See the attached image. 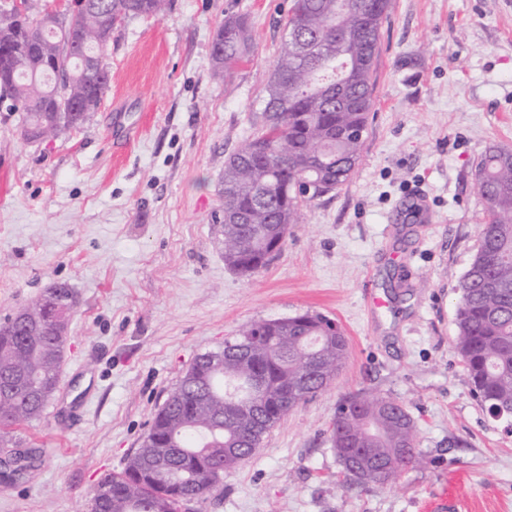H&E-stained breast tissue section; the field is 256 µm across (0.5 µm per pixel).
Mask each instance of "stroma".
I'll return each mask as SVG.
<instances>
[{
    "instance_id": "1",
    "label": "stroma",
    "mask_w": 512,
    "mask_h": 512,
    "mask_svg": "<svg viewBox=\"0 0 512 512\" xmlns=\"http://www.w3.org/2000/svg\"><path fill=\"white\" fill-rule=\"evenodd\" d=\"M292 4L171 0L113 31L111 81L81 128L28 143L0 111V323L54 284L76 294L58 388L17 431L42 464L0 483V512H89L197 355L307 311L340 325L345 368L192 512H428L451 489L468 512H512V431L453 344L483 222L474 163L512 149V0H392L352 179L306 203L281 253L244 277L224 263L217 184L257 128ZM238 16L251 57L212 77L213 36ZM358 392L404 403L423 459L369 492L347 486L329 441L337 402Z\"/></svg>"
}]
</instances>
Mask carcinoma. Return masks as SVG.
Returning a JSON list of instances; mask_svg holds the SVG:
<instances>
[{
  "label": "carcinoma",
  "instance_id": "1",
  "mask_svg": "<svg viewBox=\"0 0 512 512\" xmlns=\"http://www.w3.org/2000/svg\"><path fill=\"white\" fill-rule=\"evenodd\" d=\"M169 0H98L59 14L0 0V100L21 113L27 142L77 129L109 87L106 46L98 30L141 17H161ZM390 0H293L286 36L263 89L258 130L224 163V263L243 275L264 268V242L302 221L303 183L329 194L346 185L360 163L369 113L375 107L382 23ZM252 38L240 17L224 20L212 42L214 73L230 77L248 60ZM484 224L462 276L455 348L480 401L512 411V150L490 146L475 164ZM55 285L22 309L27 324L0 323V481H23L41 465L12 426L41 420L57 386L67 321L76 300ZM41 328L44 337L27 335ZM261 331L265 341L244 345ZM349 342L338 324L305 312L286 324L255 321L224 340V369L197 359L155 413L140 448L118 474L103 477L92 512H185L211 493L208 474L248 460L263 436L300 403L324 390L346 364ZM330 440L349 485L370 491L421 461L415 422L402 403L366 393L336 406Z\"/></svg>",
  "mask_w": 512,
  "mask_h": 512
}]
</instances>
